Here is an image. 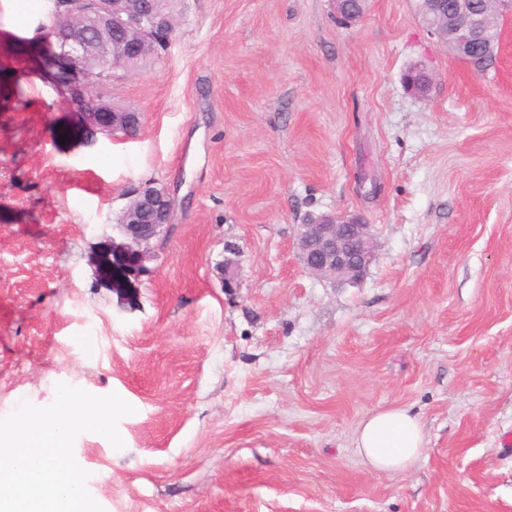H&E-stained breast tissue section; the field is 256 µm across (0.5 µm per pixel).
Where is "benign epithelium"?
<instances>
[{
  "instance_id": "obj_1",
  "label": "benign epithelium",
  "mask_w": 512,
  "mask_h": 512,
  "mask_svg": "<svg viewBox=\"0 0 512 512\" xmlns=\"http://www.w3.org/2000/svg\"><path fill=\"white\" fill-rule=\"evenodd\" d=\"M421 15L432 35L457 57L469 60L478 46L487 51L496 49L492 32L497 8L512 4V0H489L486 8L477 12L472 0H421ZM78 8L68 15L71 25L51 30L54 54L50 59L53 70L64 74L63 89L82 105L77 129L81 135L94 137L98 133L134 137L141 130L140 112H115L103 92L90 95L87 83L89 63L100 78L99 86L112 79V49L117 44L126 56H134L148 30H135V21L154 16V0H74ZM96 27L109 33H120L122 39L92 40L86 29ZM150 35V34H148ZM155 40L157 36L152 34ZM173 200L162 187L147 186L135 194L121 225L126 243L117 250L112 241L103 242L94 260L96 282L113 286L112 257L119 251L134 261L143 257L142 247L157 237L170 222ZM298 258L309 273L342 282L356 283L367 272L372 261L375 239L370 225L360 219L336 214L321 215L307 224L298 225ZM224 288L236 285V263L227 258L220 266Z\"/></svg>"
}]
</instances>
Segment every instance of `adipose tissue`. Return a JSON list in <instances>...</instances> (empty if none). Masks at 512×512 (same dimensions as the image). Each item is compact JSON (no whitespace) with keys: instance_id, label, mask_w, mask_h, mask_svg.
<instances>
[{"instance_id":"ef3b65f1","label":"adipose tissue","mask_w":512,"mask_h":512,"mask_svg":"<svg viewBox=\"0 0 512 512\" xmlns=\"http://www.w3.org/2000/svg\"><path fill=\"white\" fill-rule=\"evenodd\" d=\"M356 447L374 470L403 472L425 451L424 425L409 408L380 410L362 421L356 436Z\"/></svg>"}]
</instances>
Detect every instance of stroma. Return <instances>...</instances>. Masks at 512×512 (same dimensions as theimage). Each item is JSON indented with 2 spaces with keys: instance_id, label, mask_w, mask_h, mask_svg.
<instances>
[{
  "instance_id": "35a3bbf8",
  "label": "stroma",
  "mask_w": 512,
  "mask_h": 512,
  "mask_svg": "<svg viewBox=\"0 0 512 512\" xmlns=\"http://www.w3.org/2000/svg\"><path fill=\"white\" fill-rule=\"evenodd\" d=\"M49 7L0 0V413L60 383L131 404L123 449L76 441L104 512H512V16L480 70L417 0L348 25L331 0H175L168 49L108 86L138 138L63 141ZM147 183L170 222L100 287ZM323 214L371 225L359 283L299 263ZM398 406L426 450L374 471L357 429Z\"/></svg>"
}]
</instances>
